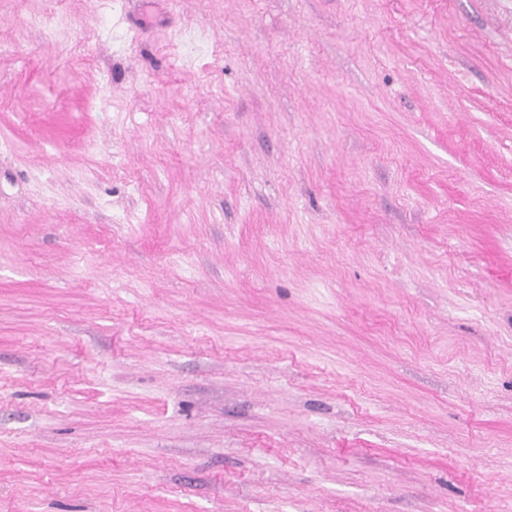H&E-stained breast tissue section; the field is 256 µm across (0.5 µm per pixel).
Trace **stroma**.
<instances>
[{
  "mask_svg": "<svg viewBox=\"0 0 512 512\" xmlns=\"http://www.w3.org/2000/svg\"><path fill=\"white\" fill-rule=\"evenodd\" d=\"M0 512H512V0H0Z\"/></svg>",
  "mask_w": 512,
  "mask_h": 512,
  "instance_id": "1",
  "label": "stroma"
}]
</instances>
